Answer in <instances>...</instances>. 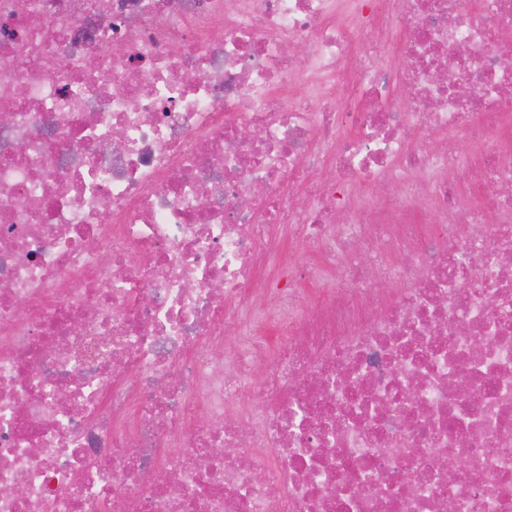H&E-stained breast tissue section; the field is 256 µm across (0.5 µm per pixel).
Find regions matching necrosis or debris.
Wrapping results in <instances>:
<instances>
[{"mask_svg":"<svg viewBox=\"0 0 512 512\" xmlns=\"http://www.w3.org/2000/svg\"><path fill=\"white\" fill-rule=\"evenodd\" d=\"M505 28L0 0V512H512Z\"/></svg>","mask_w":512,"mask_h":512,"instance_id":"necrosis-or-debris-1","label":"necrosis or debris"}]
</instances>
